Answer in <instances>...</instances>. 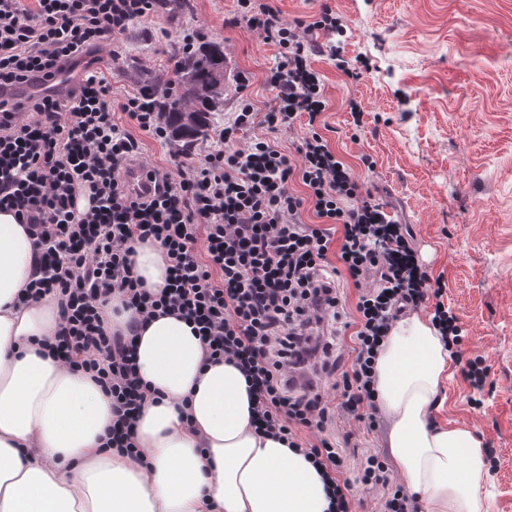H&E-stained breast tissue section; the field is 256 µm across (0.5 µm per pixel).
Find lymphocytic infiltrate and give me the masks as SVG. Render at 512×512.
<instances>
[{
  "label": "lymphocytic infiltrate",
  "instance_id": "lymphocytic-infiltrate-1",
  "mask_svg": "<svg viewBox=\"0 0 512 512\" xmlns=\"http://www.w3.org/2000/svg\"><path fill=\"white\" fill-rule=\"evenodd\" d=\"M158 2L0 0V90L54 80L134 19H151ZM236 4L238 20L278 49L265 78L274 98L264 116L242 98L216 135L217 149L195 163L174 156L168 169L145 167L154 185L145 195L125 182L139 142L114 115L123 112L141 131L166 138L147 89L117 103L104 78L89 74L62 97H0V209L25 224L37 254L24 301L57 300L47 351L90 374L112 398L114 448L140 454L134 427L149 392L136 367L135 334L154 316L175 315L192 324L206 360L232 361L244 373L257 431L304 449L331 484V512H352L343 456L324 432L337 411L373 421V365L392 323L406 310L432 306L431 321L473 390L483 391L487 370L465 358L459 319L419 262L408 226L363 190L320 131L327 101L313 56L360 77L339 46L319 40L337 29L333 10L324 4L290 24L272 0ZM302 117L307 130L294 154L267 137H242L256 120L273 131ZM82 191L90 207L78 214ZM308 211L314 222L304 220ZM137 241L164 250L168 283L160 292L134 273ZM339 275L359 289L348 322L354 358L341 373L334 337L320 333L323 324L343 321ZM116 297L135 317L114 331L104 314ZM320 376L339 390L337 407L318 386ZM304 429L319 432L318 441L304 444ZM361 468L363 484L388 488L382 512H419L383 460L368 456Z\"/></svg>",
  "mask_w": 512,
  "mask_h": 512
}]
</instances>
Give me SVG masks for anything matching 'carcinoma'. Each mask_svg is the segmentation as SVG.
Wrapping results in <instances>:
<instances>
[{
    "label": "carcinoma",
    "instance_id": "cac0c4a2",
    "mask_svg": "<svg viewBox=\"0 0 512 512\" xmlns=\"http://www.w3.org/2000/svg\"><path fill=\"white\" fill-rule=\"evenodd\" d=\"M147 87L163 107L171 141L192 146L208 136L211 112L224 105V48L211 45L185 57L174 83L155 78Z\"/></svg>",
    "mask_w": 512,
    "mask_h": 512
}]
</instances>
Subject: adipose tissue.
<instances>
[{
	"instance_id": "adipose-tissue-1",
	"label": "adipose tissue",
	"mask_w": 512,
	"mask_h": 512,
	"mask_svg": "<svg viewBox=\"0 0 512 512\" xmlns=\"http://www.w3.org/2000/svg\"><path fill=\"white\" fill-rule=\"evenodd\" d=\"M34 254L24 225L0 211V512H329L312 460L255 432L243 373L204 361L180 318L149 321L135 341L151 392L135 428L144 463L108 447L111 397L43 348L56 328L55 301L18 303ZM132 260L145 287L165 286L159 244H135ZM449 377L450 353L431 320L398 319L374 363L398 470L426 512H482L481 440L467 427L429 422Z\"/></svg>"
}]
</instances>
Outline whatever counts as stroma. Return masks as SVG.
<instances>
[{"label":"stroma","instance_id":"35a3bbf8","mask_svg":"<svg viewBox=\"0 0 512 512\" xmlns=\"http://www.w3.org/2000/svg\"><path fill=\"white\" fill-rule=\"evenodd\" d=\"M283 21L306 19L329 5L344 33L337 37L362 76L351 80L325 57L331 146L352 166L364 189L409 225L421 262L445 284L443 300L459 317L466 355L480 357L488 377L472 408L460 370L431 418L468 425L493 448L487 512H512V0H275ZM223 45L247 88L232 87L225 112L249 97L265 113L273 93L265 83L276 49L261 32L235 21L234 0H181L152 21L134 20L126 50L98 51L97 70L111 95L135 93L144 78L171 74L182 39ZM360 102L354 122L351 102ZM374 169H367L363 157ZM329 434L345 439L344 475L357 482L370 454L390 457L387 423L369 430L335 415Z\"/></svg>","mask_w":512,"mask_h":512}]
</instances>
